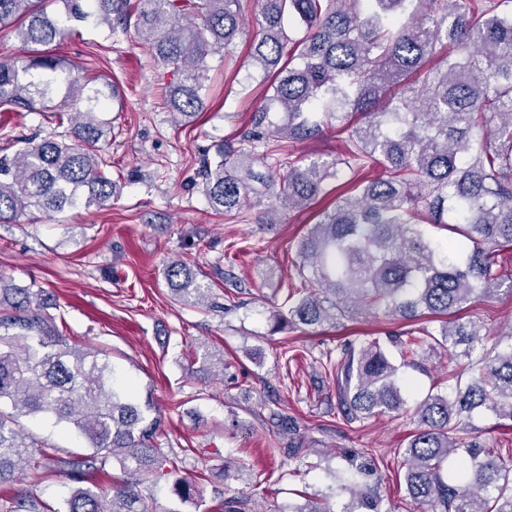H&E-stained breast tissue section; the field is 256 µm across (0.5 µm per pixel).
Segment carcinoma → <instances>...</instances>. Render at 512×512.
Here are the masks:
<instances>
[{"label":"carcinoma","instance_id":"1","mask_svg":"<svg viewBox=\"0 0 512 512\" xmlns=\"http://www.w3.org/2000/svg\"><path fill=\"white\" fill-rule=\"evenodd\" d=\"M65 18L91 19L110 33L132 27L154 56L182 69L165 104L175 115L204 111L207 58L230 49L241 0H56ZM260 31L252 65L271 78L237 146L200 160L208 207L243 218L254 184L265 187L260 223L279 206L305 209L345 171L356 178L297 244L302 292L287 294L271 331L336 326L358 307H381L402 321L440 322L388 339L400 364L376 339L350 343L336 361L339 407L351 421L395 416L407 405L403 368H423L437 350L465 359L467 380L416 403L417 427L403 449L408 496L426 512H512V463L481 450L473 417L491 412L512 422V329L477 351L482 328L464 309L503 286L494 257L512 246V0H257ZM14 28L25 48L49 46L62 33L42 0H0V28ZM445 61L434 62L440 50ZM63 88L72 112L71 141L58 135L0 156V224L27 213L51 219L79 205L103 208L117 184L98 154L111 127L97 118L102 88L88 86L59 56L36 52L0 61V107L31 111ZM361 115L354 123L351 117ZM344 134L332 162L288 153L280 139L306 141L324 129ZM378 162L387 177L368 179ZM262 165L266 172L255 170ZM455 238L433 240L426 226ZM164 277L172 299L205 305L204 285L189 264L172 259ZM43 290L0 276V485L24 467L64 477L57 506L32 496H1L0 512H154L145 480H173L183 501L195 486L178 476L159 441L160 415L116 381L110 360L70 344L47 312ZM50 419L83 441L58 454L29 442L22 420ZM118 464L121 476L108 468ZM364 469L338 479L352 495L343 512H380L359 486ZM110 480L106 488L95 479ZM204 512H245L217 496ZM290 512H334L308 499Z\"/></svg>","mask_w":512,"mask_h":512}]
</instances>
